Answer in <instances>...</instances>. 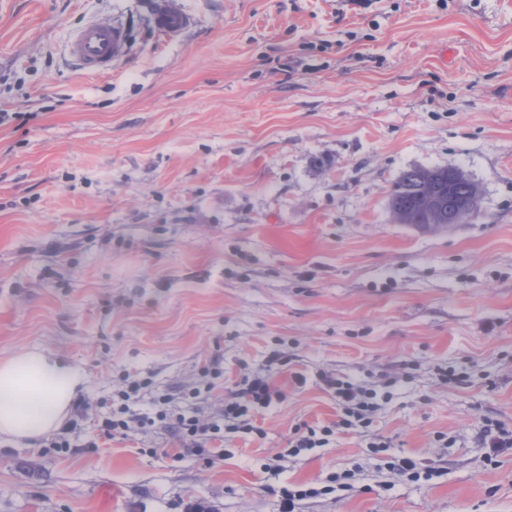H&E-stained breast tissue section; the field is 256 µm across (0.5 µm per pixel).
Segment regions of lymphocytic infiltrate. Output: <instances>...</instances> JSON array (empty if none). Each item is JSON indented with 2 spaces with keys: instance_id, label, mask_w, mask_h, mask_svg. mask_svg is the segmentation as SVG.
<instances>
[{
  "instance_id": "obj_1",
  "label": "lymphocytic infiltrate",
  "mask_w": 512,
  "mask_h": 512,
  "mask_svg": "<svg viewBox=\"0 0 512 512\" xmlns=\"http://www.w3.org/2000/svg\"><path fill=\"white\" fill-rule=\"evenodd\" d=\"M287 364L286 355L272 351L267 372L241 377L233 389L215 396L213 403L206 407L200 405V391L195 387L154 392L148 397L152 406L148 413L136 409L145 398L144 382L128 379L113 395L110 410L93 416L91 423L99 438L109 442L126 439L134 431L160 426L179 443L173 460L193 457L211 465L224 459L226 441L240 434L258 432L256 410L270 408L283 400L284 393L274 383L272 373ZM321 382L336 400L335 420L321 426L297 427L288 441L286 454H275L262 466L263 472L272 479L266 491L275 497L278 512H300L303 501L355 489L358 477L352 469L333 472L324 479L304 484H280L276 478L284 456H299L323 447L336 433L369 426L373 413L389 396L388 391L380 387L361 385L330 373L322 374ZM371 446L382 456V469L413 482L441 478L447 470L442 460L427 462L410 456L389 455L387 441L379 437Z\"/></svg>"
}]
</instances>
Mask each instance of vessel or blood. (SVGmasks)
<instances>
[{
	"label": "vessel or blood",
	"mask_w": 512,
	"mask_h": 512,
	"mask_svg": "<svg viewBox=\"0 0 512 512\" xmlns=\"http://www.w3.org/2000/svg\"><path fill=\"white\" fill-rule=\"evenodd\" d=\"M155 29L166 35L187 30L190 18L171 6L169 0H157L153 11ZM129 37L126 29L108 21H97L79 28L69 43L71 55L86 74L101 76L111 72L113 66L128 53Z\"/></svg>",
	"instance_id": "obj_1"
}]
</instances>
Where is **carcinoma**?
Returning <instances> with one entry per match:
<instances>
[{"instance_id":"obj_1","label":"carcinoma","mask_w":512,"mask_h":512,"mask_svg":"<svg viewBox=\"0 0 512 512\" xmlns=\"http://www.w3.org/2000/svg\"><path fill=\"white\" fill-rule=\"evenodd\" d=\"M448 182V169L418 167L405 171L394 183L389 206L393 219L398 224H413L421 229H433L438 216L426 210L421 198L438 185V181ZM477 183L466 173L453 176V190L446 200L448 208H463L473 197Z\"/></svg>"}]
</instances>
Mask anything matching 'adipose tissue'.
I'll return each instance as SVG.
<instances>
[{"instance_id":"ef3b65f1","label":"adipose tissue","mask_w":512,"mask_h":512,"mask_svg":"<svg viewBox=\"0 0 512 512\" xmlns=\"http://www.w3.org/2000/svg\"><path fill=\"white\" fill-rule=\"evenodd\" d=\"M85 384L72 365L32 349L0 359V440H35L58 430Z\"/></svg>"}]
</instances>
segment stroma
<instances>
[{
	"instance_id": "stroma-1",
	"label": "stroma",
	"mask_w": 512,
	"mask_h": 512,
	"mask_svg": "<svg viewBox=\"0 0 512 512\" xmlns=\"http://www.w3.org/2000/svg\"><path fill=\"white\" fill-rule=\"evenodd\" d=\"M171 2L193 24L165 36L154 0H0V109L32 115L0 126V357L70 363L95 413L121 376L215 360L230 383L285 348L286 398L211 467L160 456L159 427L0 442V512H277L261 466L335 420L324 371L392 381L369 435L448 473L386 486L369 436L339 434L281 482L356 466L368 490L302 512H512V455L480 440L512 427V0ZM99 20L129 53L90 76L67 49ZM413 167L463 169L478 217L396 223ZM481 439L486 448H491L490 455L485 459L487 465L496 466L500 462L498 457L509 451L512 454V428H507L503 423L487 420Z\"/></svg>"
}]
</instances>
